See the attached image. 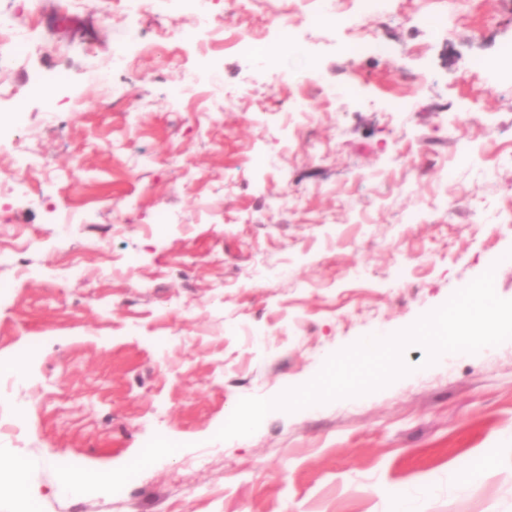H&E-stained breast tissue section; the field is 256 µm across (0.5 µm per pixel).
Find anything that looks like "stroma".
Segmentation results:
<instances>
[{
	"mask_svg": "<svg viewBox=\"0 0 512 512\" xmlns=\"http://www.w3.org/2000/svg\"><path fill=\"white\" fill-rule=\"evenodd\" d=\"M292 5L0 0V512H512V340L216 437L486 271L512 299V0Z\"/></svg>",
	"mask_w": 512,
	"mask_h": 512,
	"instance_id": "obj_1",
	"label": "stroma"
}]
</instances>
